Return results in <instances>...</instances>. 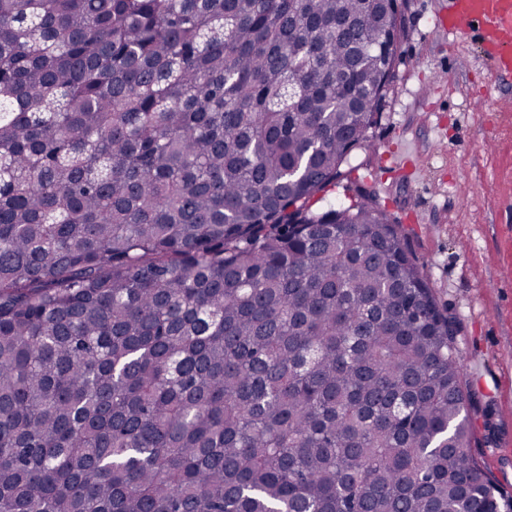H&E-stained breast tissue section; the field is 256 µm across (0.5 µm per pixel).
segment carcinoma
Returning <instances> with one entry per match:
<instances>
[{
  "mask_svg": "<svg viewBox=\"0 0 512 512\" xmlns=\"http://www.w3.org/2000/svg\"><path fill=\"white\" fill-rule=\"evenodd\" d=\"M398 0H0V512H512L374 191Z\"/></svg>",
  "mask_w": 512,
  "mask_h": 512,
  "instance_id": "carcinoma-1",
  "label": "carcinoma"
}]
</instances>
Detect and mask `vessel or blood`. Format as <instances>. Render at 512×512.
<instances>
[{
  "instance_id": "b4317fda",
  "label": "vessel or blood",
  "mask_w": 512,
  "mask_h": 512,
  "mask_svg": "<svg viewBox=\"0 0 512 512\" xmlns=\"http://www.w3.org/2000/svg\"><path fill=\"white\" fill-rule=\"evenodd\" d=\"M435 24L452 35L476 33L496 82L512 80V0H449Z\"/></svg>"
}]
</instances>
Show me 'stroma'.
<instances>
[{
	"mask_svg": "<svg viewBox=\"0 0 512 512\" xmlns=\"http://www.w3.org/2000/svg\"><path fill=\"white\" fill-rule=\"evenodd\" d=\"M448 0H405V36L372 148L355 176L403 224L438 302L460 325L463 381L480 418L472 451L512 491V97L475 34L435 25Z\"/></svg>",
	"mask_w": 512,
	"mask_h": 512,
	"instance_id": "obj_1",
	"label": "stroma"
}]
</instances>
